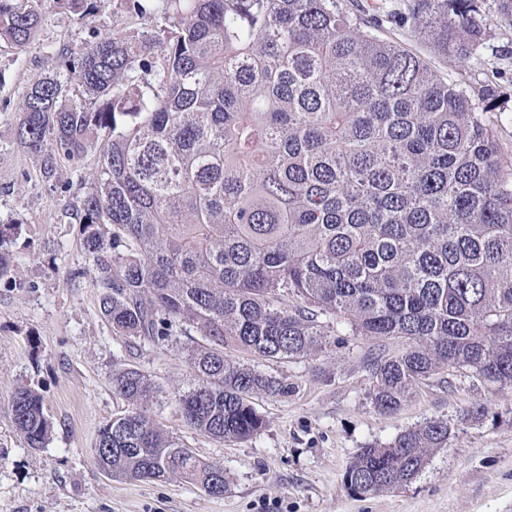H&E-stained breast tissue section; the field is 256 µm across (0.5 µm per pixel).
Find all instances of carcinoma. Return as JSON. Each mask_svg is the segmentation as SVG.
Instances as JSON below:
<instances>
[{
	"instance_id": "carcinoma-1",
	"label": "carcinoma",
	"mask_w": 512,
	"mask_h": 512,
	"mask_svg": "<svg viewBox=\"0 0 512 512\" xmlns=\"http://www.w3.org/2000/svg\"><path fill=\"white\" fill-rule=\"evenodd\" d=\"M46 0H0V40L24 51ZM93 21L108 0H52ZM126 0L155 25L115 31L27 89L16 141L57 162L99 148L81 217L93 287L112 331L159 345L193 336L182 418L219 441L256 436L257 394L288 379L232 359L281 362L325 345L329 323L407 348L371 360L380 412L442 370L512 387V157L497 135L508 97L489 82L439 77L339 0ZM486 0H408L394 15L439 53L468 60L493 36ZM22 223L0 226L5 244ZM158 386L112 372L129 409L100 428L98 467L141 482L180 478L213 497L223 464L164 433ZM12 418L41 448L40 396L18 389ZM430 419L359 449L345 472L365 497L402 486L444 448Z\"/></svg>"
}]
</instances>
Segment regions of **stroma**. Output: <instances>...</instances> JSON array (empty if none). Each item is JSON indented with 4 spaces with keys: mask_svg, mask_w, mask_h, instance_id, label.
<instances>
[{
    "mask_svg": "<svg viewBox=\"0 0 512 512\" xmlns=\"http://www.w3.org/2000/svg\"><path fill=\"white\" fill-rule=\"evenodd\" d=\"M487 20L498 38L463 62L435 53L397 24H384L380 35L443 77L489 79L512 96V23L493 8ZM143 25L124 0H109L90 22L50 4L24 52L0 42V224H23L7 246L10 273L0 279V512H512L511 388L443 371L396 413L379 412L367 397L369 359L403 345L355 335L336 322L326 348L305 358L276 363L237 354L241 363L288 378L295 390L285 398L256 395L264 417L259 434L220 442L187 427L173 399L193 380L182 345L113 333L92 285L80 221L63 210L65 200L86 192L99 152L60 162L49 183L39 174L40 159L17 147L15 126L26 90L49 68L68 65L69 51ZM124 364L159 385L148 411L163 432L198 458L223 463L229 484L222 497L179 479L118 481L98 468V430L128 407L112 393V372ZM23 386L41 396L50 425L45 447H28L13 424L12 396ZM476 404L486 406V416L463 420ZM429 419L448 420L452 433L412 482L351 494L344 474L359 448Z\"/></svg>",
    "mask_w": 512,
    "mask_h": 512,
    "instance_id": "35a3bbf8",
    "label": "stroma"
}]
</instances>
